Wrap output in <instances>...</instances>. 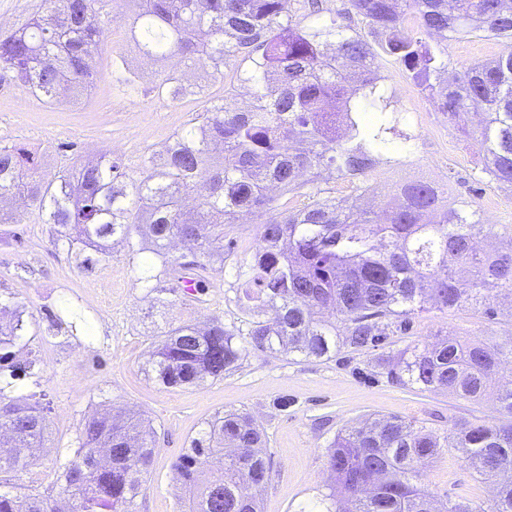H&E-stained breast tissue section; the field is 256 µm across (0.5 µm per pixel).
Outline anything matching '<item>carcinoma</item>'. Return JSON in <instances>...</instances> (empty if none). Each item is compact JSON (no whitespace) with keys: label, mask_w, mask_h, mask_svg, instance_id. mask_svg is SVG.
<instances>
[{"label":"carcinoma","mask_w":512,"mask_h":512,"mask_svg":"<svg viewBox=\"0 0 512 512\" xmlns=\"http://www.w3.org/2000/svg\"><path fill=\"white\" fill-rule=\"evenodd\" d=\"M102 0H43L22 28L0 33V72L27 84L49 105H63L89 89L97 72L89 49L108 26ZM128 17L130 34L146 56L177 59L224 78L239 61L238 82L251 105L229 111L213 104L204 120L174 136L166 151L149 155L137 178L107 157L51 176L20 145H0V191L23 196L59 227L57 241L81 243L97 258L110 243L127 247L132 267L149 292L179 271H205L236 247L232 225L243 213L260 218L256 251L231 268L230 289L241 317L204 327L170 325L151 358L155 380L166 387L197 386L236 371L251 349L330 359L344 349L380 346L409 330L426 305L440 311L470 306L490 321L491 295L512 299V248L485 254L477 244L492 235L469 201H444L425 180L398 186L379 218L356 213L324 195V171L365 183L389 156L395 140L411 147L390 108L378 59L400 63L435 108L469 132L480 112L482 171L512 186V0H339L329 18L323 0H297L301 24L287 0H140ZM360 18L367 30L353 25ZM415 19L411 30L408 18ZM480 33L505 47L449 80L441 44ZM158 95L178 102L203 93L168 74ZM224 146L222 158L211 145ZM196 182L204 194L188 209L182 189ZM302 200L278 203L269 188ZM149 239L152 248L143 246ZM173 239L196 246L183 264L167 252ZM95 258V259H97ZM95 259L87 257L90 265ZM269 308L273 322L259 318ZM0 363L27 335L34 314L10 297L0 301ZM512 361V340L500 344L444 337L415 346L383 365L387 377L423 391H447L478 400L498 388V421L454 422L444 441L392 416L339 433L328 448L334 474L326 512H512V387L501 386V364ZM0 427L12 448L0 451V512H136L155 455V429L135 415L87 419L75 458L58 466L55 495L15 491L14 478L34 462L26 453L48 438L47 406L21 401L0 386ZM265 434L246 412L228 411L206 422L174 463L189 512H258L243 488L272 477ZM446 448L460 451L480 479L497 485L487 509L468 502L436 506L421 484L425 469Z\"/></svg>","instance_id":"cac0c4a2"}]
</instances>
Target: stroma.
<instances>
[{
  "label": "stroma",
  "instance_id": "35a3bbf8",
  "mask_svg": "<svg viewBox=\"0 0 512 512\" xmlns=\"http://www.w3.org/2000/svg\"><path fill=\"white\" fill-rule=\"evenodd\" d=\"M105 39L95 60L98 79L70 104L51 106L35 95L20 98L16 81L0 76V141L35 152L45 173L53 174L85 161L90 146L117 158L128 175L139 176L146 155L162 153L174 134L200 118L203 106L189 97L172 102L155 86L175 74L205 85L210 96L230 109L247 107L251 98L234 70L215 79L204 70L168 59L153 62L147 82L124 83L112 64L123 58L127 68L141 59L130 38L126 12L110 11ZM498 42L469 35L448 41L449 72L497 56ZM384 86L414 138L411 154L400 155L378 174L390 184L433 177L448 202L466 200L483 223L493 225L496 241H512V189L480 169L477 136L464 135L439 112L392 59L380 61ZM56 227L43 223L32 206H24L17 224H0V297L25 301L34 313L27 336L12 348L14 362L39 361V377L13 380L11 394H45L49 449L23 472L22 489L46 491L56 480L60 462L72 458L77 430L87 417L111 409L142 414L157 431L154 463L146 476L137 512H183L184 495L173 463L206 421L227 410L249 413L267 436L272 479L259 492L262 512H323L333 484L327 448L344 428L367 419L401 416L438 436L458 419L491 421L499 416L494 397L474 402L444 391L428 392L393 384L379 363L405 349L431 341L438 331L469 338L512 339V310L499 308L491 322L462 307L415 317L409 331L387 337L381 348L342 351L331 359H308L252 350L240 368L220 380L168 388L154 380L149 362L159 333L168 324L232 322L240 312L224 281L206 272L194 295H185L178 280L167 281L163 297L149 293L129 266L124 243L112 246L109 259L84 265L82 244L56 245ZM287 408H280V400ZM438 499L489 506L491 484L447 449L422 477Z\"/></svg>",
  "mask_w": 512,
  "mask_h": 512
}]
</instances>
